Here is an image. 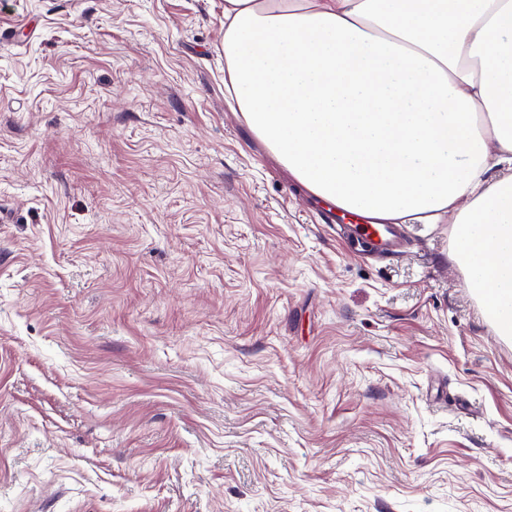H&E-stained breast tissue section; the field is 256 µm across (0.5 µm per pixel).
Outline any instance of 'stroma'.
<instances>
[{
    "mask_svg": "<svg viewBox=\"0 0 512 512\" xmlns=\"http://www.w3.org/2000/svg\"><path fill=\"white\" fill-rule=\"evenodd\" d=\"M0 28V512H512V343L452 224L376 262L317 223L224 0Z\"/></svg>",
    "mask_w": 512,
    "mask_h": 512,
    "instance_id": "obj_1",
    "label": "stroma"
}]
</instances>
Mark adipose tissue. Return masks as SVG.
Instances as JSON below:
<instances>
[{"instance_id": "1", "label": "adipose tissue", "mask_w": 512, "mask_h": 512, "mask_svg": "<svg viewBox=\"0 0 512 512\" xmlns=\"http://www.w3.org/2000/svg\"><path fill=\"white\" fill-rule=\"evenodd\" d=\"M224 58L248 126L310 193L451 214L455 262L512 335V0H224Z\"/></svg>"}]
</instances>
